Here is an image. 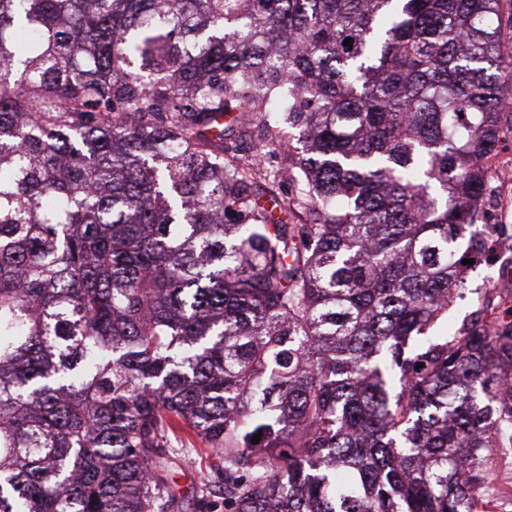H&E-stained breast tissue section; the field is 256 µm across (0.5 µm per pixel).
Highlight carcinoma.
Here are the masks:
<instances>
[{
    "label": "carcinoma",
    "mask_w": 512,
    "mask_h": 512,
    "mask_svg": "<svg viewBox=\"0 0 512 512\" xmlns=\"http://www.w3.org/2000/svg\"><path fill=\"white\" fill-rule=\"evenodd\" d=\"M505 1L0 0V512H495ZM502 126V143L506 140H511L512 142V112L504 113ZM501 147L491 160L488 168L486 199L477 218V226L492 236V228L487 224H483L486 223L488 210H495L501 221L496 229L499 230V234L502 231L508 233L510 247L505 248L499 256L490 253L484 259L479 257V262L471 265L468 270L466 283L463 289H461L463 297L457 298L448 308V329L469 317L480 303L488 302L492 296L486 294L489 288L512 289V179L510 178L509 185H505L500 183L496 177V168L503 163L509 165L510 174H512V153L510 155L502 154ZM503 269L511 271V281L509 283L505 277L501 278ZM178 443H175L176 448H186L187 452L194 461L192 467L180 466L177 461L170 464L165 468V472L160 474H167L169 481L174 480L173 485L180 489L184 497L183 512H201L193 497L196 487L200 483V475H211V472L216 464H221L210 449L205 448L192 441L189 443L188 439L183 434H178Z\"/></svg>",
    "instance_id": "1"
}]
</instances>
